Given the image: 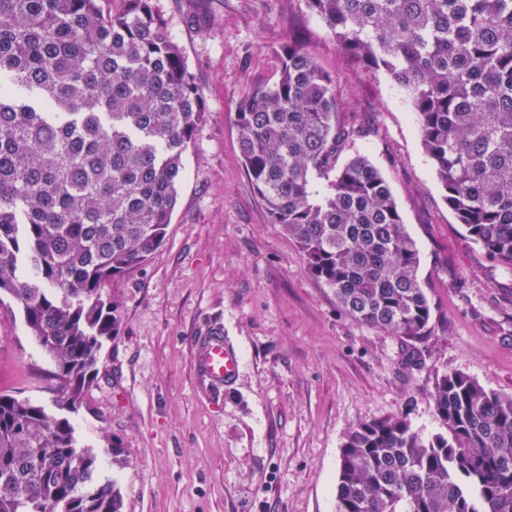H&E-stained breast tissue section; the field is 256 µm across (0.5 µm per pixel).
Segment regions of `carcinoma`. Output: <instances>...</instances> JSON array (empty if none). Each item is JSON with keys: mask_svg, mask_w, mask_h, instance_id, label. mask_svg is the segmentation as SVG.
Segmentation results:
<instances>
[{"mask_svg": "<svg viewBox=\"0 0 512 512\" xmlns=\"http://www.w3.org/2000/svg\"><path fill=\"white\" fill-rule=\"evenodd\" d=\"M0 0V296L13 299L75 410L119 320L103 282L164 242L203 98L155 0ZM336 44L406 95L448 209L512 270V0H307ZM235 112L270 222L354 320L425 335L419 254L382 173L336 124L335 83L296 41ZM432 400L447 433L402 417L342 444L336 512H512V395L457 371ZM74 428L0 392V512H121Z\"/></svg>", "mask_w": 512, "mask_h": 512, "instance_id": "obj_1", "label": "carcinoma"}]
</instances>
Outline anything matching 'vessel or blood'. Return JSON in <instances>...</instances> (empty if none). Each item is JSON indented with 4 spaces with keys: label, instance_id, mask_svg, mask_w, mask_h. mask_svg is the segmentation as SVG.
<instances>
[{
    "label": "vessel or blood",
    "instance_id": "vessel-or-blood-1",
    "mask_svg": "<svg viewBox=\"0 0 512 512\" xmlns=\"http://www.w3.org/2000/svg\"><path fill=\"white\" fill-rule=\"evenodd\" d=\"M240 365V353L225 340L223 327H210L195 339V369L211 386H232L239 376Z\"/></svg>",
    "mask_w": 512,
    "mask_h": 512
}]
</instances>
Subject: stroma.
I'll use <instances>...</instances> for the list:
<instances>
[{"mask_svg": "<svg viewBox=\"0 0 512 512\" xmlns=\"http://www.w3.org/2000/svg\"><path fill=\"white\" fill-rule=\"evenodd\" d=\"M206 118L184 155L162 246L107 281L120 329L69 419L114 479L122 512H336L340 449L356 425L392 416L443 432L430 394L454 370L512 394V271L489 260L445 203L407 98L344 54L306 0H157ZM295 37L333 78L354 148L388 180L419 250L425 336L352 320L270 222L242 163L240 102L274 84ZM240 351L236 383L211 389L191 343L215 324ZM54 364L17 303L0 299V391L58 414ZM118 451H111L110 442Z\"/></svg>", "mask_w": 512, "mask_h": 512, "instance_id": "35a3bbf8", "label": "stroma"}]
</instances>
